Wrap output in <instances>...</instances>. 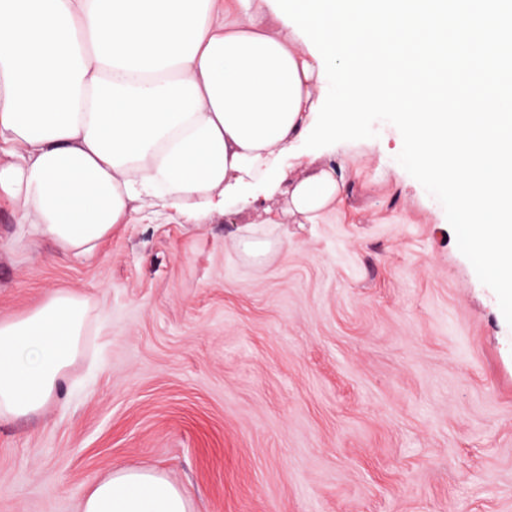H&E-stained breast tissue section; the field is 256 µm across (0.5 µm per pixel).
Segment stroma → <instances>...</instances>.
I'll list each match as a JSON object with an SVG mask.
<instances>
[{
  "mask_svg": "<svg viewBox=\"0 0 512 512\" xmlns=\"http://www.w3.org/2000/svg\"><path fill=\"white\" fill-rule=\"evenodd\" d=\"M375 128L313 150L346 185L317 224L145 218L83 256L0 199V320L93 306L58 396L0 420V512H81L118 467L193 512H512V327ZM236 243L247 258L256 262L262 261L277 245L269 239L256 237H242Z\"/></svg>",
  "mask_w": 512,
  "mask_h": 512,
  "instance_id": "obj_1",
  "label": "stroma"
}]
</instances>
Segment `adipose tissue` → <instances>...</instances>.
Masks as SVG:
<instances>
[{
  "mask_svg": "<svg viewBox=\"0 0 512 512\" xmlns=\"http://www.w3.org/2000/svg\"><path fill=\"white\" fill-rule=\"evenodd\" d=\"M256 0H0V195L30 236L94 253L116 225L182 204L219 202L256 183L280 150L299 145L321 83L302 37L273 30ZM281 211L319 223L344 182L310 169ZM90 302L58 291L0 320V419L38 414L84 351ZM81 512H192L153 469L117 468Z\"/></svg>",
  "mask_w": 512,
  "mask_h": 512,
  "instance_id": "adipose-tissue-1",
  "label": "adipose tissue"
}]
</instances>
